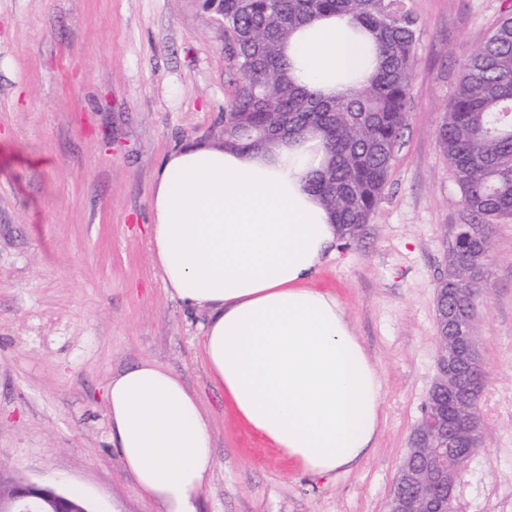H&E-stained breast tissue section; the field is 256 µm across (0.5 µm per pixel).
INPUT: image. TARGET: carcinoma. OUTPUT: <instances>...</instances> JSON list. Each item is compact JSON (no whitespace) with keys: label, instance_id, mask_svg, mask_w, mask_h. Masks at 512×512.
<instances>
[{"label":"carcinoma","instance_id":"obj_1","mask_svg":"<svg viewBox=\"0 0 512 512\" xmlns=\"http://www.w3.org/2000/svg\"><path fill=\"white\" fill-rule=\"evenodd\" d=\"M224 51L241 80L224 106V147L256 149L316 137L325 157L307 175L309 189L331 210L344 237L368 223L385 190L407 119L414 20L403 0H219ZM352 16L374 40L377 68L369 82L324 96L288 74L289 36L326 15ZM438 147L452 168L468 223L455 231L456 266L437 283L438 317L463 321L481 293L467 276L472 256L486 252L480 227L512 215V16L482 46L462 57ZM472 289L471 303L448 298Z\"/></svg>","mask_w":512,"mask_h":512}]
</instances>
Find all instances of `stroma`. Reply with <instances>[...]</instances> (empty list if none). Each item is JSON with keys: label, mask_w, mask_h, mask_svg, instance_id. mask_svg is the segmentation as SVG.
<instances>
[{"label": "stroma", "mask_w": 512, "mask_h": 512, "mask_svg": "<svg viewBox=\"0 0 512 512\" xmlns=\"http://www.w3.org/2000/svg\"><path fill=\"white\" fill-rule=\"evenodd\" d=\"M404 2L415 63L388 184L315 278L381 374V431L359 467L321 481L235 421L202 362L207 312L169 294L151 250L164 158L224 133L236 74L223 26L202 0H0L1 471L97 512H161L112 448L103 398L149 360L180 374L210 423L204 512H386L437 374L436 284L464 216L438 130L462 56L512 14V0ZM482 281V446L455 505L512 512V217L492 223Z\"/></svg>", "instance_id": "stroma-1"}]
</instances>
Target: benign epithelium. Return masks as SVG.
<instances>
[{
    "instance_id": "7a95c632",
    "label": "benign epithelium",
    "mask_w": 512,
    "mask_h": 512,
    "mask_svg": "<svg viewBox=\"0 0 512 512\" xmlns=\"http://www.w3.org/2000/svg\"><path fill=\"white\" fill-rule=\"evenodd\" d=\"M438 375L418 433L412 437L387 512H456L455 491L464 464L481 446L480 423L471 398L484 379L474 336L473 318H448V332L438 336ZM447 396L446 417L433 406L439 392ZM446 497L435 495V488ZM0 512H91L52 484L6 478L0 473Z\"/></svg>"
}]
</instances>
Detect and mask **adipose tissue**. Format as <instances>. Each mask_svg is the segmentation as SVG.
Returning a JSON list of instances; mask_svg holds the SVG:
<instances>
[{
    "mask_svg": "<svg viewBox=\"0 0 512 512\" xmlns=\"http://www.w3.org/2000/svg\"><path fill=\"white\" fill-rule=\"evenodd\" d=\"M284 55L292 78L326 95L376 69L348 15L296 30ZM322 158L315 139L251 151L187 140L157 173L151 243L166 289L208 312L203 361L238 418L330 479L369 457L384 392L340 301L311 285L340 239L303 180ZM105 401L109 442L139 490L162 512H201L213 440L196 393L145 360L111 377Z\"/></svg>",
    "mask_w": 512,
    "mask_h": 512,
    "instance_id": "1",
    "label": "adipose tissue"
}]
</instances>
